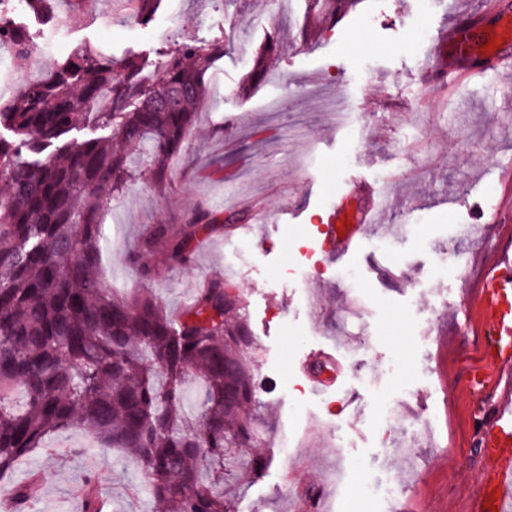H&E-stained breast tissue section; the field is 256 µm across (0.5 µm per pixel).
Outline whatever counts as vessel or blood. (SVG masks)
Returning <instances> with one entry per match:
<instances>
[{
	"label": "vessel or blood",
	"mask_w": 512,
	"mask_h": 512,
	"mask_svg": "<svg viewBox=\"0 0 512 512\" xmlns=\"http://www.w3.org/2000/svg\"><path fill=\"white\" fill-rule=\"evenodd\" d=\"M437 46L449 49L450 62H463L475 51L470 31L462 22L449 24L439 35ZM362 185L352 184L338 195L321 232L328 241V258L340 260L364 234L373 213L389 204L378 195L370 212L361 214L353 206L355 197L364 195ZM485 317L482 339L468 357L467 384L473 391L485 390L512 369V243H499L491 252L477 295ZM480 447L486 462L484 480L473 496L472 512H512V397L502 396L498 410L481 432Z\"/></svg>",
	"instance_id": "1"
}]
</instances>
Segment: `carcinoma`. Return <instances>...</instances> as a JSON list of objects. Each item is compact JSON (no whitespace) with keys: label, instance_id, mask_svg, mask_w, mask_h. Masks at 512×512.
<instances>
[{"label":"carcinoma","instance_id":"1","mask_svg":"<svg viewBox=\"0 0 512 512\" xmlns=\"http://www.w3.org/2000/svg\"><path fill=\"white\" fill-rule=\"evenodd\" d=\"M152 20L161 0H131ZM220 43L186 40L148 75L139 56L91 45L0 100V479L48 436L74 426L133 459L142 487L168 512H235L261 402L247 355L255 337L230 279L198 289L178 313L145 288L120 297L102 278V214L148 169L158 182L196 122ZM109 134L82 141L77 129ZM209 212L156 224L130 256L159 245L171 266L191 261ZM202 390L200 404L188 392ZM33 482L11 486L14 506ZM84 512H101L91 480Z\"/></svg>","mask_w":512,"mask_h":512}]
</instances>
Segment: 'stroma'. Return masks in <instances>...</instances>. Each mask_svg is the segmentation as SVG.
Segmentation results:
<instances>
[{"label":"stroma","mask_w":512,"mask_h":512,"mask_svg":"<svg viewBox=\"0 0 512 512\" xmlns=\"http://www.w3.org/2000/svg\"><path fill=\"white\" fill-rule=\"evenodd\" d=\"M342 19L306 20V0H162L153 21L127 0H57L71 15L65 48L90 44L147 67L186 38L221 42L193 131L158 183L144 176L112 202L101 259L108 286L144 283L129 257L154 224L198 208L218 223L170 266L144 256L148 283L171 309L208 280H232L256 345L248 356L264 407L252 476L237 512H472L484 473L481 424L503 389L471 392L468 336L482 331L477 290L512 210V77L482 53L456 84L429 85L428 48L440 27L478 19L494 33L512 0H337ZM268 75L242 87L267 40ZM386 191L392 208L367 225L341 263H328L317 224L352 182ZM294 215L273 223L283 202ZM449 254L457 269L438 273ZM142 263V264H143ZM354 268L358 288L341 280ZM399 419L385 426L389 405ZM344 469V487L328 476ZM103 512H162L136 466L83 430L51 435L21 458L16 482L36 480L23 512H83L86 479ZM391 481L392 497L366 494Z\"/></svg>","instance_id":"1"}]
</instances>
